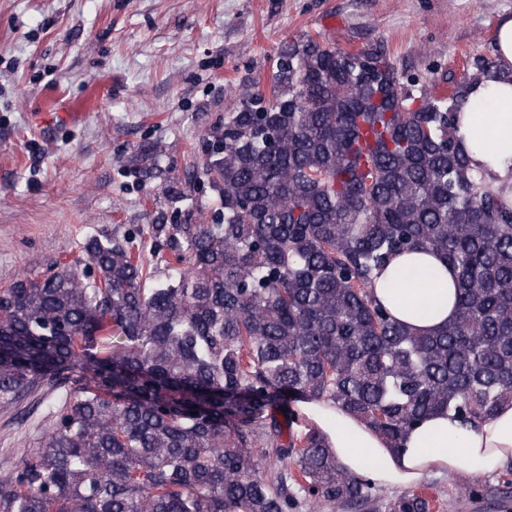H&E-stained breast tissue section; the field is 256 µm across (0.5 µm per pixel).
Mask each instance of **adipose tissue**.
Instances as JSON below:
<instances>
[{
    "instance_id": "adipose-tissue-1",
    "label": "adipose tissue",
    "mask_w": 512,
    "mask_h": 512,
    "mask_svg": "<svg viewBox=\"0 0 512 512\" xmlns=\"http://www.w3.org/2000/svg\"><path fill=\"white\" fill-rule=\"evenodd\" d=\"M501 78L473 86L459 114L458 137L474 171L512 185V15L494 31ZM375 295L417 333L434 334L455 316V273L434 254L395 256L375 280ZM429 304V315L417 308ZM298 409L327 439L340 467L368 473L378 484L407 487L433 473L487 474L512 464V403L489 419L462 427L451 413L430 416L404 437L402 449L341 407L301 401Z\"/></svg>"
}]
</instances>
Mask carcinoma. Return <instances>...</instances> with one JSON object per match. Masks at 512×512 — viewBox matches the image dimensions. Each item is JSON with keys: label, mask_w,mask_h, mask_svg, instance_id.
<instances>
[{"label": "carcinoma", "mask_w": 512, "mask_h": 512, "mask_svg": "<svg viewBox=\"0 0 512 512\" xmlns=\"http://www.w3.org/2000/svg\"><path fill=\"white\" fill-rule=\"evenodd\" d=\"M274 62L270 90L202 144L217 221L148 225L165 254L152 287L130 241L90 236L84 268L0 289V410L61 392L0 477V512H364L379 485L338 467L292 403L337 404L395 445L434 412L467 425L512 403V185L475 173L457 137L494 62L446 96L382 44L305 36ZM159 154L133 172L156 176ZM421 249L456 273L457 315L433 335L373 292Z\"/></svg>", "instance_id": "carcinoma-1"}]
</instances>
